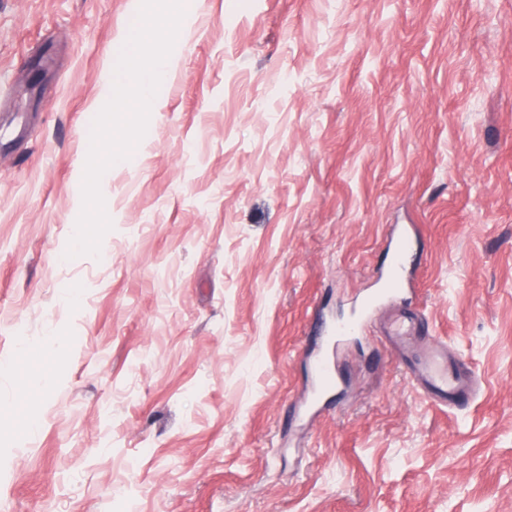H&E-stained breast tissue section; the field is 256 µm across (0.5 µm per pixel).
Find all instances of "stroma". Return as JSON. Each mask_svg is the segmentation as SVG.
<instances>
[{
  "label": "stroma",
  "mask_w": 512,
  "mask_h": 512,
  "mask_svg": "<svg viewBox=\"0 0 512 512\" xmlns=\"http://www.w3.org/2000/svg\"><path fill=\"white\" fill-rule=\"evenodd\" d=\"M138 8L0 0V363L27 378L0 512H512V0H191L100 254L68 259ZM395 224L477 398L432 406L352 338L293 418L315 311L350 316Z\"/></svg>",
  "instance_id": "obj_1"
}]
</instances>
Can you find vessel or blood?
I'll return each instance as SVG.
<instances>
[{"label": "vessel or blood", "mask_w": 512, "mask_h": 512, "mask_svg": "<svg viewBox=\"0 0 512 512\" xmlns=\"http://www.w3.org/2000/svg\"><path fill=\"white\" fill-rule=\"evenodd\" d=\"M412 246L410 228H396L388 243L391 261L380 279V289L362 300L352 318L331 326L318 321L312 324L310 333L319 337L323 346L322 354L314 360L318 396H325L339 381L338 372L332 367L337 345L371 333L377 312L388 305L395 312L383 326V339L392 355L406 362L411 382L430 402L453 409L467 405L476 395L477 378L449 352L447 342L433 337L424 314L402 307L412 293L407 268Z\"/></svg>", "instance_id": "obj_1"}]
</instances>
